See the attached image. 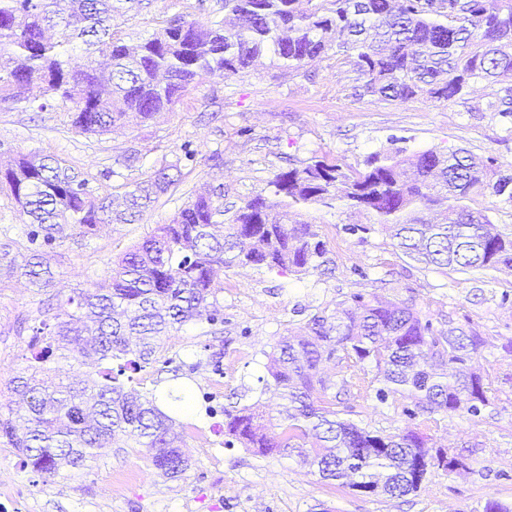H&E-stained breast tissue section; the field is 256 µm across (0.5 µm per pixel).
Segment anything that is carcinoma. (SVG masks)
Wrapping results in <instances>:
<instances>
[{
	"label": "carcinoma",
	"instance_id": "carcinoma-1",
	"mask_svg": "<svg viewBox=\"0 0 512 512\" xmlns=\"http://www.w3.org/2000/svg\"><path fill=\"white\" fill-rule=\"evenodd\" d=\"M125 0H0V101L21 100L40 85L46 100L72 104L71 130L103 135L143 123L169 109L200 72L229 77L263 57L298 72L329 55L355 74L350 96L391 102L416 98L454 101L478 83L512 79V0H224L225 18L203 26L183 17L150 38L128 43L112 31ZM84 60L72 55L76 41ZM512 124V84L475 108ZM373 152L361 170L328 156L280 170L270 181L273 198L244 202L224 223V192L202 188L167 224L121 256L87 288L49 307L52 322L31 331L26 368L7 390L17 406L0 404V445L44 478L79 468L98 450L134 441L148 452L157 475L181 478L191 463L176 418L156 396L133 386L148 368L174 381L182 366L164 358L165 339L190 323L224 325L218 268L254 267L305 275L330 263L317 226L288 223V212L339 202L366 224H346L361 239L381 226L406 257L436 268L497 270L512 267V232L490 224L471 207L476 195L512 202V163L480 161L461 148L409 151L404 139ZM191 140L176 162L153 175L125 182L124 209L112 193L54 156L18 153L0 166V195L28 217L19 238L0 241V279H27L41 292L54 282L50 254L68 240L93 234L101 224H131L197 163ZM488 341L459 327L444 332L414 306L376 293H353L331 310L310 316L299 335L282 336L266 365L282 400L279 417L265 418L255 402L224 409L227 447L239 443L257 457L297 455L324 481L407 496L404 472L430 474L466 468L451 452L429 446L414 429L381 434L342 418L326 401L347 381L319 375L325 361H354L374 371V399L405 400L402 414L463 411L480 417L492 404L474 354ZM75 361L96 369L67 381H48L50 365ZM224 377V349L206 356ZM170 410L192 398L169 389Z\"/></svg>",
	"mask_w": 512,
	"mask_h": 512
}]
</instances>
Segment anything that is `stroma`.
I'll list each match as a JSON object with an SVG mask.
<instances>
[{
	"label": "stroma",
	"mask_w": 512,
	"mask_h": 512,
	"mask_svg": "<svg viewBox=\"0 0 512 512\" xmlns=\"http://www.w3.org/2000/svg\"><path fill=\"white\" fill-rule=\"evenodd\" d=\"M179 14L209 25L223 18L224 0H147L140 11L116 19L114 29L125 41L137 42ZM352 77L332 57L313 63L304 77L267 62L228 78L202 73L172 110L104 135L71 131L68 103L43 106L35 88L22 100L1 102V151L58 156L85 175L133 154L137 160L125 175L140 179L174 162L185 140L200 150L197 164L183 169L179 184L142 219L103 225L82 241L58 247L50 261L55 291L67 296L103 277L123 251L168 222L194 190L223 187L224 205L233 210L255 195L270 196L271 179L291 161L330 155L356 165L388 148L393 135L406 138L414 151L463 148L512 161V130L492 113L471 112L456 101H356L345 92ZM244 126L252 128V139L239 136ZM300 218L317 224L333 261L331 273L299 279L252 267L220 270L223 334L212 336L207 325L189 324L164 344L163 356L192 368L185 382L195 411L183 419L191 467L181 479L159 478L143 449L131 443L103 449L86 466L64 468L45 483L22 466L14 449L0 447V470L10 474L9 483L0 485V512H315L320 503L332 512H483L490 499L512 504V354L502 348L512 338V269H428L396 251L383 231L364 239L346 234L344 225L361 220L350 211L319 208ZM356 266L367 270V278L351 275ZM356 292L413 304L439 329L472 328L495 343L473 357L493 399L482 417L458 412L411 423L400 398L381 405L356 390L339 404L343 418L359 426L394 434L412 425L431 446L465 457L466 469L431 473L418 493L402 498L357 494L320 479L294 456L259 458L224 445V407L257 401L266 412L277 408L276 396L261 381L276 340L297 332L307 314L334 308ZM41 299L24 281L0 282V388L27 365L29 336L17 334L16 326L23 318L43 317ZM209 343L224 347L218 385L199 364ZM209 405L214 415L206 414Z\"/></svg>",
	"instance_id": "stroma-1"
}]
</instances>
